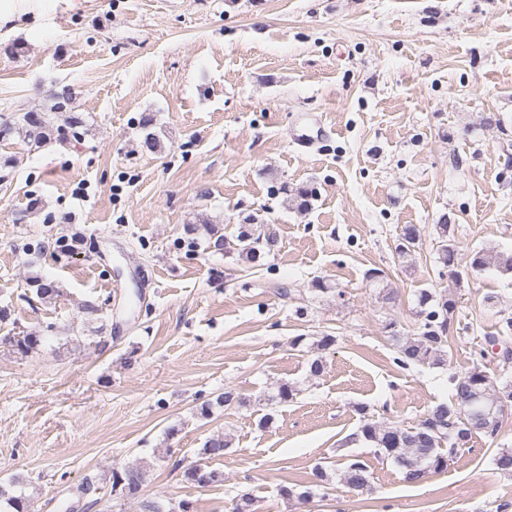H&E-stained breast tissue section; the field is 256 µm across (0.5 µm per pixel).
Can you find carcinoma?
Here are the masks:
<instances>
[{
	"label": "carcinoma",
	"mask_w": 512,
	"mask_h": 512,
	"mask_svg": "<svg viewBox=\"0 0 512 512\" xmlns=\"http://www.w3.org/2000/svg\"><path fill=\"white\" fill-rule=\"evenodd\" d=\"M73 95L54 94L52 104L42 110L24 113L16 122L7 117H0V137L11 136L15 131L23 134L26 144L42 147L51 141L65 142L63 135L66 129L71 130L73 138L79 137L76 128L82 120L72 115ZM66 117L58 123L59 114ZM262 224H242L235 241L230 242L221 233V228L214 224L207 226V243L217 248L232 251L249 263L255 264L268 249L269 240L260 231ZM441 245L437 250L436 264L439 267L438 277L445 272L455 271L458 245L454 243V229L443 217L436 225ZM419 230L413 224L405 226L397 238L395 254L399 258L412 255L419 241ZM470 269L483 272L494 269L497 272L512 275V251L479 250L471 257ZM28 286L42 302H50L59 296V288L53 282L41 276L28 279ZM415 333L401 336L397 331V322L392 320L386 328L396 342L397 356L394 364L401 369L412 366L440 365L445 362L450 339L451 325L458 310L455 295L444 289L440 292L422 289L416 294ZM42 336L35 331L22 332L13 337L12 347L15 353L26 356L37 349ZM500 347L499 355L505 363L512 362V316L502 319L496 331L483 336L481 348L473 353L472 366L462 375L452 374L448 377L451 398L430 408L426 415L412 426L397 423L383 424L367 417V409L358 407L364 415L363 424L356 438L363 439L376 448L377 456L390 459L402 471L409 483H418L430 473H438L447 469L448 458L455 452V442L459 438L471 441L480 433L486 435L500 432L503 424L502 406L507 403L512 407V385L502 388L493 385L490 376L482 368L488 349ZM241 404L243 399L235 392L228 390L220 393L215 400H207L198 408L202 418L210 417L213 406L228 408L232 404ZM228 436L218 433L209 436L199 450V455L207 459L221 458L230 448ZM145 471L140 466H127L112 469V494L135 493L144 481ZM185 481L199 487H208L223 481V475L216 470H208L201 465L184 471ZM372 480L369 465L356 460L343 471L341 482L345 487L362 492ZM6 502L13 512H28V498L24 493H8L0 487V502ZM142 512H194L189 501H181L178 509H165L158 501H146L142 504Z\"/></svg>",
	"instance_id": "1"
}]
</instances>
